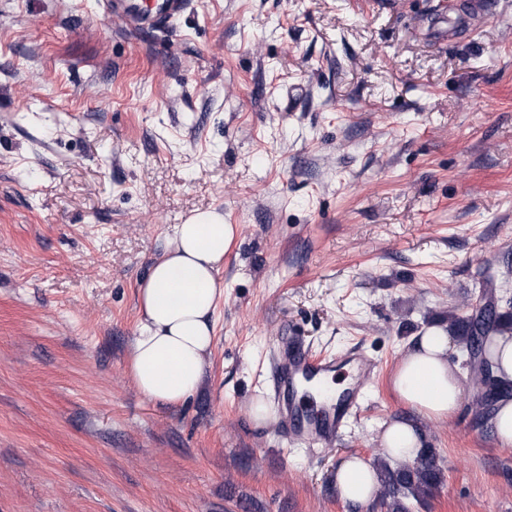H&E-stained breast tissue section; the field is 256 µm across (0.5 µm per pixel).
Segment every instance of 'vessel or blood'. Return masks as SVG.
Wrapping results in <instances>:
<instances>
[{
	"label": "vessel or blood",
	"mask_w": 512,
	"mask_h": 512,
	"mask_svg": "<svg viewBox=\"0 0 512 512\" xmlns=\"http://www.w3.org/2000/svg\"><path fill=\"white\" fill-rule=\"evenodd\" d=\"M104 5L134 30L153 33L183 15L189 0H150L146 5L141 0H105ZM346 367L356 372L358 382L346 387L322 409H315L313 400L300 394L302 383L319 380ZM375 369V362L357 351L334 358H316L297 339L282 343L276 357L277 394L293 439L311 445L333 444L359 411L361 382L370 378Z\"/></svg>",
	"instance_id": "vessel-or-blood-1"
}]
</instances>
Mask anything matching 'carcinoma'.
Returning <instances> with one entry per match:
<instances>
[{
	"mask_svg": "<svg viewBox=\"0 0 512 512\" xmlns=\"http://www.w3.org/2000/svg\"><path fill=\"white\" fill-rule=\"evenodd\" d=\"M512 327V314L496 311L470 316H448L447 330L455 336L463 337L467 346L479 343V337L488 332ZM375 470L379 480V501L386 512H410L408 500L427 497L444 480L436 449L424 444L410 461L377 458Z\"/></svg>",
	"mask_w": 512,
	"mask_h": 512,
	"instance_id": "carcinoma-1",
	"label": "carcinoma"
}]
</instances>
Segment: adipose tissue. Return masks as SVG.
I'll use <instances>...</instances> for the list:
<instances>
[{
	"label": "adipose tissue",
	"instance_id": "adipose-tissue-1",
	"mask_svg": "<svg viewBox=\"0 0 512 512\" xmlns=\"http://www.w3.org/2000/svg\"><path fill=\"white\" fill-rule=\"evenodd\" d=\"M234 235L223 214H194L173 226L166 250L151 264L139 287L142 320L130 360L132 378L147 397L176 405L200 385L213 343V316L224 296L220 271ZM455 344L448 330L428 328L393 375L398 398L426 418L440 421L460 407V373L448 360ZM381 445L388 455L409 460L422 436L413 422L397 419L386 425ZM336 488L344 501L363 505L375 495L377 475L352 456L337 470Z\"/></svg>",
	"mask_w": 512,
	"mask_h": 512
}]
</instances>
